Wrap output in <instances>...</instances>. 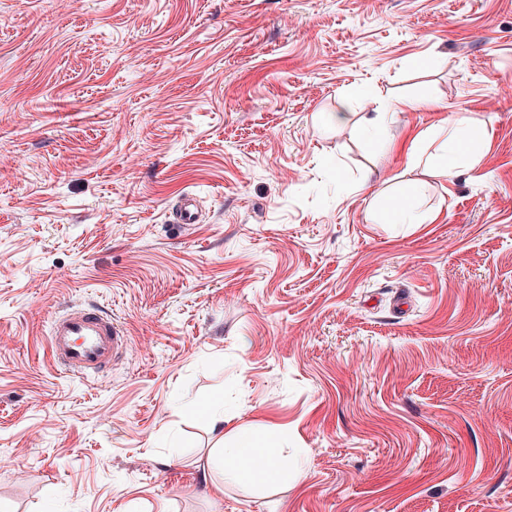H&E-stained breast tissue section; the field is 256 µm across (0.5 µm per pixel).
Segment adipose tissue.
<instances>
[{
  "instance_id": "1",
  "label": "adipose tissue",
  "mask_w": 512,
  "mask_h": 512,
  "mask_svg": "<svg viewBox=\"0 0 512 512\" xmlns=\"http://www.w3.org/2000/svg\"><path fill=\"white\" fill-rule=\"evenodd\" d=\"M466 118L449 124L445 132L442 163L448 176L476 170L481 163V151L476 140L466 137ZM278 446L269 429L248 428L230 432L220 446L209 452L213 463L219 464L225 480L249 479L267 486L282 482L288 468L267 459V452Z\"/></svg>"
}]
</instances>
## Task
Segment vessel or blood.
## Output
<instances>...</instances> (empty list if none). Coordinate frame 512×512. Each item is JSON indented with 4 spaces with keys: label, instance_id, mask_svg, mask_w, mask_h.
<instances>
[{
    "label": "vessel or blood",
    "instance_id": "b4317fda",
    "mask_svg": "<svg viewBox=\"0 0 512 512\" xmlns=\"http://www.w3.org/2000/svg\"><path fill=\"white\" fill-rule=\"evenodd\" d=\"M171 217L176 224L197 223L193 197L180 196ZM126 344L121 327L93 307L73 309L56 316L49 336L54 364L82 375L103 372Z\"/></svg>",
    "mask_w": 512,
    "mask_h": 512
}]
</instances>
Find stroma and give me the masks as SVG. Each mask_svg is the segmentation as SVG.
Wrapping results in <instances>:
<instances>
[{"label":"stroma","instance_id":"1","mask_svg":"<svg viewBox=\"0 0 512 512\" xmlns=\"http://www.w3.org/2000/svg\"><path fill=\"white\" fill-rule=\"evenodd\" d=\"M460 114L479 173L408 171ZM208 401L300 477L204 482ZM0 512H512V0H0ZM395 112H374L371 116H363L358 118L359 112H339L336 113V115L330 116V121L337 122V123H344V122H353L356 119V124H361L365 126H369V129H375L378 127L381 123H383L387 116L393 114ZM415 183L413 192L393 198L380 214L383 224H427L434 219L430 212L423 211L418 202V187ZM171 217L175 224H197L199 220L194 198L190 194L180 196ZM126 345L121 327L94 307L67 311L51 325L53 363L81 375L103 372Z\"/></svg>","mask_w":512,"mask_h":512}]
</instances>
